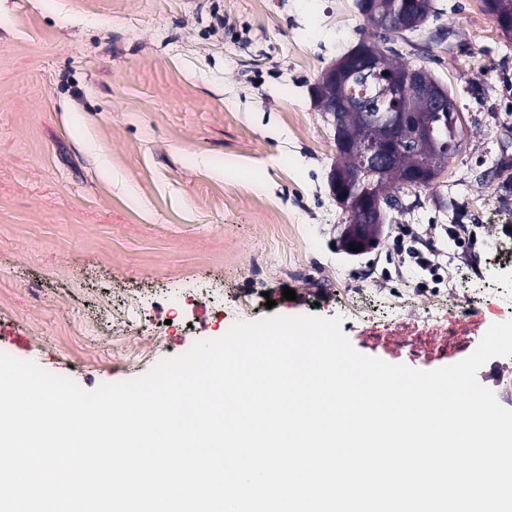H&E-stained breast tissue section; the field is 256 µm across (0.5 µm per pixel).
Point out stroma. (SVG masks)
<instances>
[{
	"mask_svg": "<svg viewBox=\"0 0 512 512\" xmlns=\"http://www.w3.org/2000/svg\"><path fill=\"white\" fill-rule=\"evenodd\" d=\"M400 60L452 91L464 139L436 185L388 212L375 248L335 249V133L321 71L360 38L354 0H0V353L86 390L135 379L229 326L209 309L167 325L166 295L248 293L244 318L342 316L358 352L418 370L470 355L512 319V46L473 0H434ZM442 196L461 211L439 208ZM426 266H419L415 252ZM456 280L457 335L422 328ZM404 300L428 351L372 329L356 288ZM295 291V300L283 296ZM150 297L140 329L99 340L97 308Z\"/></svg>",
	"mask_w": 512,
	"mask_h": 512,
	"instance_id": "1",
	"label": "stroma"
}]
</instances>
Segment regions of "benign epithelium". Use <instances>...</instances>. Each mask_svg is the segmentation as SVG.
Segmentation results:
<instances>
[{"mask_svg":"<svg viewBox=\"0 0 512 512\" xmlns=\"http://www.w3.org/2000/svg\"><path fill=\"white\" fill-rule=\"evenodd\" d=\"M395 4L396 0H390L382 12L374 15L373 25L382 27L392 22L405 36L424 29L423 13L397 10ZM393 49L395 46L391 44L363 39L353 54L342 56L327 67L312 88L314 107L332 125L339 149L347 148L348 140L338 116L350 109L351 104L349 98L338 96L336 79L348 82L360 71L370 72L379 81V94L390 98L386 109L364 115V122L382 129L385 136L363 144L358 153L357 169L334 167L328 175L331 194L347 215L336 239L338 248L346 253L350 252L352 243L365 247L378 238L387 214L384 202L388 190L376 176L380 169L389 167L391 143L399 134L409 131L411 138L421 146L420 168L407 179V186L420 190L435 184L439 176L440 150L447 149L448 144L434 126V118L452 114L449 130L452 138L459 136L458 129L464 125L462 113L455 110L453 99L441 85L430 80L423 69L409 67L398 74L386 71L385 56Z\"/></svg>","mask_w":512,"mask_h":512,"instance_id":"7a95c632","label":"benign epithelium"}]
</instances>
